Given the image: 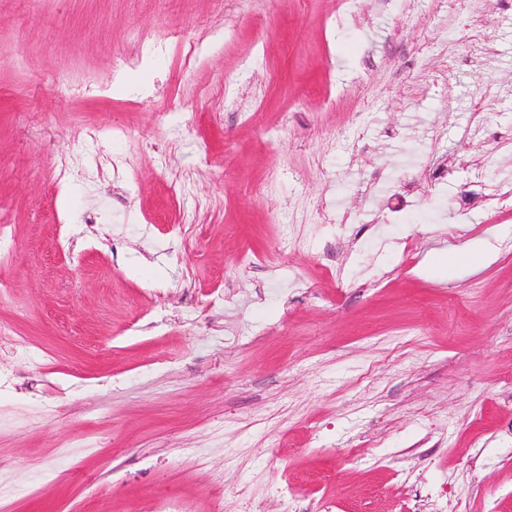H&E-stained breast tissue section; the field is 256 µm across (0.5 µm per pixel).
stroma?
Returning <instances> with one entry per match:
<instances>
[{
  "mask_svg": "<svg viewBox=\"0 0 512 512\" xmlns=\"http://www.w3.org/2000/svg\"><path fill=\"white\" fill-rule=\"evenodd\" d=\"M0 221V512H512V0H0Z\"/></svg>",
  "mask_w": 512,
  "mask_h": 512,
  "instance_id": "stroma-1",
  "label": "stroma"
}]
</instances>
